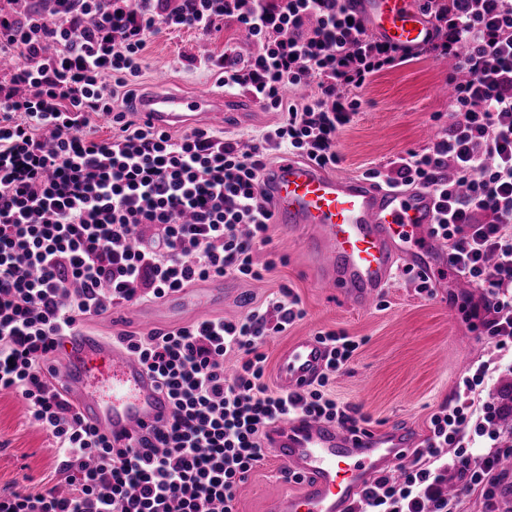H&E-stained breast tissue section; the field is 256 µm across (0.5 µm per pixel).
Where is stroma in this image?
<instances>
[{
  "instance_id": "obj_1",
  "label": "stroma",
  "mask_w": 512,
  "mask_h": 512,
  "mask_svg": "<svg viewBox=\"0 0 512 512\" xmlns=\"http://www.w3.org/2000/svg\"><path fill=\"white\" fill-rule=\"evenodd\" d=\"M245 37L244 30L233 26L205 35L161 31L148 40L143 53L139 93L149 92L161 73L169 76L174 91L223 93L224 124L213 128V135L251 145L281 121V113L264 110L242 89L221 90L219 70L202 64L203 59L221 57ZM447 77L445 63L423 55L373 77L358 91L362 105L338 136V169L361 179L370 168L429 147L451 121L444 93ZM267 235L269 242L256 252L255 260L265 262L274 253L280 261L263 280L224 279L221 298L203 309L141 303L138 317L124 322V329L138 335L203 318L231 319L288 288L299 298L305 316L264 344L267 384H274L278 352L289 342L342 330L358 341L359 348L324 392L338 403L357 407L362 427L399 423L426 437L431 415L454 401L462 373L476 360L496 369V403L512 402V354L499 353L483 316L471 309L483 297L482 289L446 268L428 296L417 292L416 280L399 274L373 308L361 312L336 291L315 285L301 237L288 236L274 223ZM27 415L28 404L21 396L0 394V492L22 485L36 491L61 477L50 439L29 424ZM278 469L269 456L247 474L236 497L237 512H267L273 498L297 490V483L279 477Z\"/></svg>"
}]
</instances>
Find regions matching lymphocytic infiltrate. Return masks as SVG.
<instances>
[{"label":"lymphocytic infiltrate","instance_id":"f902f5d3","mask_svg":"<svg viewBox=\"0 0 512 512\" xmlns=\"http://www.w3.org/2000/svg\"><path fill=\"white\" fill-rule=\"evenodd\" d=\"M0 14V389L29 404L50 437L62 484L0 494V512H235L236 490L264 458L268 428L313 416L355 424L354 407L323 386L359 344L325 331V373L301 392H272L268 337L303 319L291 290L236 319H203L142 336L113 335L170 398L153 441L113 447L51 385L66 336L116 304L158 301L199 282L259 281L254 255L272 222L261 176L270 155L337 163L336 139L359 109L355 90L405 55L369 33L344 0H29ZM438 22L423 54L453 60L447 132L422 152L366 176L390 188H423L438 200L433 234L448 264L484 288L478 307L499 348L512 344V0H424ZM238 25L256 53H226L224 87L243 88L281 122L249 150L194 129L181 136L113 113L114 87L128 109L138 94L148 39L165 29L211 33ZM315 87L307 102L287 88ZM113 113L99 137L93 114ZM235 356L226 376L224 361ZM484 361L463 374L457 402L430 417V434L401 477L366 489L358 512H457L477 492L487 506L512 493L500 468L512 449L483 401ZM488 437L483 448L470 436ZM456 476L455 495L444 484Z\"/></svg>","mask_w":512,"mask_h":512}]
</instances>
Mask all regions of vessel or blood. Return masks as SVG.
Returning <instances> with one entry per match:
<instances>
[{"label":"vessel or blood","mask_w":512,"mask_h":512,"mask_svg":"<svg viewBox=\"0 0 512 512\" xmlns=\"http://www.w3.org/2000/svg\"><path fill=\"white\" fill-rule=\"evenodd\" d=\"M350 10L368 30L399 52L419 50L433 26L419 0H349ZM158 77L155 91L138 107L155 127L189 128L224 122L220 95H188L166 89ZM277 223L288 234L305 236L316 284L341 293L358 310L372 308L397 272L431 275L428 250L437 248L431 229L436 200L424 189L373 186L338 171L283 156L267 174ZM422 241L411 245L410 232ZM327 347L304 336L280 351L277 379L287 391H301L326 368ZM66 397L87 421L121 448L151 437L169 420L170 399L139 360L105 339L77 332L60 356ZM419 438L406 427L353 431L336 422L296 417L269 428L267 446L283 476H298V491L273 498L269 512H354L363 491L382 475H399Z\"/></svg>","instance_id":"obj_1"}]
</instances>
